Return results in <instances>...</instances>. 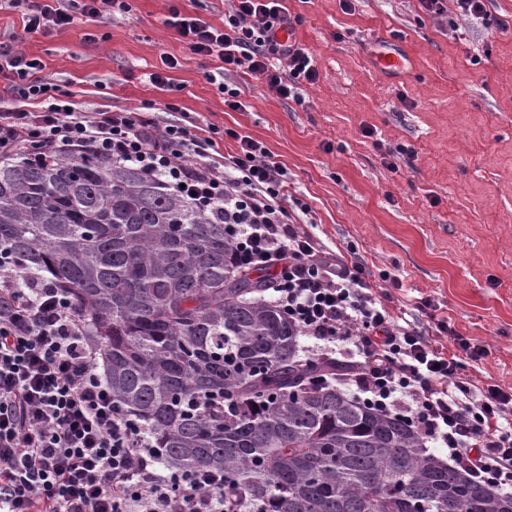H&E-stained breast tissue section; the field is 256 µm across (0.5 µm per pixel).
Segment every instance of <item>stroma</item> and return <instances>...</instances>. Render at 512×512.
<instances>
[{"label": "stroma", "instance_id": "1", "mask_svg": "<svg viewBox=\"0 0 512 512\" xmlns=\"http://www.w3.org/2000/svg\"><path fill=\"white\" fill-rule=\"evenodd\" d=\"M130 4L93 43L85 17L46 36L6 7L0 36H19L87 109L143 112L159 129L201 121L263 142L288 170L291 217L356 257L391 313L427 332L416 307L431 300L484 345L467 367L477 389L512 387V29L462 17L454 0L442 19L420 0H283L317 78L294 101L232 74L242 103L233 110L209 79L220 60L194 55L165 24L170 0ZM387 45L404 52L402 74L375 68ZM166 57L179 66L161 90L148 76Z\"/></svg>", "mask_w": 512, "mask_h": 512}]
</instances>
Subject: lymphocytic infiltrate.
<instances>
[{"label": "lymphocytic infiltrate", "mask_w": 512, "mask_h": 512, "mask_svg": "<svg viewBox=\"0 0 512 512\" xmlns=\"http://www.w3.org/2000/svg\"><path fill=\"white\" fill-rule=\"evenodd\" d=\"M8 5L26 31L43 33L78 14L104 24L130 10L129 0ZM165 22L192 53L218 57L225 71L252 74L282 98L317 77L306 48L277 38L295 24L282 0H230L220 29L174 5ZM43 70L0 41V93L16 102L0 112V155L28 143L45 156L88 149L223 210L236 267L272 271L268 299L310 340V356L332 361L348 350L354 396L405 416L447 450L450 468L512 491V388L478 395L465 373L484 347L441 318L435 331L451 346L439 348L392 316L360 264L289 218L288 171L263 143L208 124L159 132L139 112H85ZM227 137L237 143L230 155L218 150ZM99 356L59 288L0 255V512H224L223 473L162 468L144 424L113 403Z\"/></svg>", "instance_id": "obj_1"}]
</instances>
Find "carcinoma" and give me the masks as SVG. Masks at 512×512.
Instances as JSON below:
<instances>
[{
    "mask_svg": "<svg viewBox=\"0 0 512 512\" xmlns=\"http://www.w3.org/2000/svg\"><path fill=\"white\" fill-rule=\"evenodd\" d=\"M0 251L89 319L112 401L164 466L224 473L225 512H512L402 417L309 379L301 332L233 270L221 214L90 151L0 158Z\"/></svg>",
    "mask_w": 512,
    "mask_h": 512,
    "instance_id": "carcinoma-1",
    "label": "carcinoma"
}]
</instances>
